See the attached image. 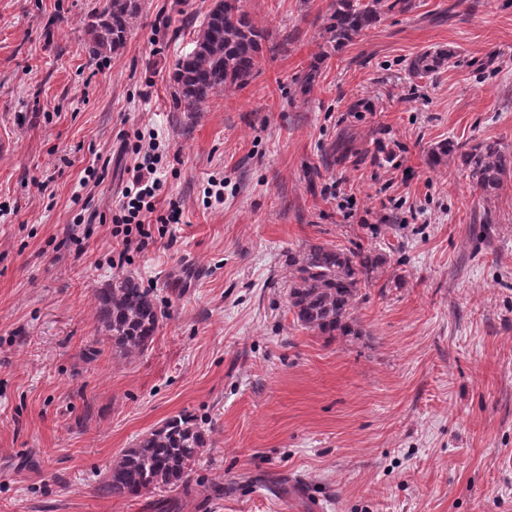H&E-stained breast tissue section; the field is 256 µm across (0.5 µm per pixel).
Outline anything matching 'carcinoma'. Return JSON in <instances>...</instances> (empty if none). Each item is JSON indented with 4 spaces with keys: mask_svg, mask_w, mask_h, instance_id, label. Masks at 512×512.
<instances>
[{
    "mask_svg": "<svg viewBox=\"0 0 512 512\" xmlns=\"http://www.w3.org/2000/svg\"><path fill=\"white\" fill-rule=\"evenodd\" d=\"M412 0H332L329 42L339 48L396 10L407 12ZM141 0H107L86 26L90 52L101 55L124 45ZM269 32L258 27L244 11L242 0H220L206 15L193 49L178 59L173 78L182 112H201L213 95L241 87L252 76L262 43ZM453 53L426 50L414 56L409 71L415 76L438 73ZM431 165L457 160L482 191L498 189L512 174V151L497 141L479 142L467 150L452 141L431 148ZM385 264L380 254L346 250L328 244L305 245L290 257L288 305L297 322L322 336L355 337L362 331L352 317L362 287L372 282ZM97 321L126 356L148 349L159 327V306L154 291L126 275L96 293ZM206 445L194 415L182 412L141 437L112 461L100 491L114 499L139 496L150 488L186 483L191 464Z\"/></svg>",
    "mask_w": 512,
    "mask_h": 512,
    "instance_id": "1",
    "label": "carcinoma"
}]
</instances>
